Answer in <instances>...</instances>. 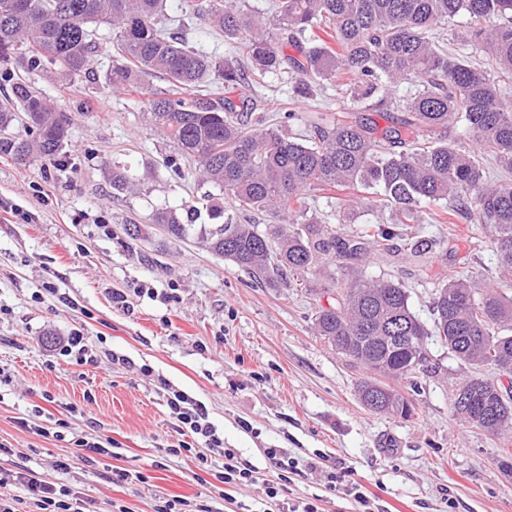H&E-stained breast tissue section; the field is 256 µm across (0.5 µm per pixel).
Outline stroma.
Masks as SVG:
<instances>
[{
    "instance_id": "35a3bbf8",
    "label": "stroma",
    "mask_w": 512,
    "mask_h": 512,
    "mask_svg": "<svg viewBox=\"0 0 512 512\" xmlns=\"http://www.w3.org/2000/svg\"><path fill=\"white\" fill-rule=\"evenodd\" d=\"M166 5L170 19L182 20L189 45L233 55L221 34L183 20L181 0ZM95 29L96 82L31 78L71 117L67 166L0 155V443L11 448L12 461L55 487L81 492L94 512H154L162 500L264 512L277 474L270 448L302 463L288 497L314 503L318 512H354L351 497L326 489L327 473L342 466L376 494L377 512H512V473L500 467L512 440L453 416L469 370L445 347L428 344L430 373L412 395V418L368 411L355 393L363 369L312 330L318 307L334 303L335 292L257 284L202 243L152 226L156 208L197 202L210 187L167 168L172 149L146 120L141 97L113 90L105 77L109 25ZM250 94L271 115L287 103L301 115L353 109L332 85L296 101L291 82L267 77L252 83ZM116 162L138 180L135 192L113 190ZM132 222L147 226V235L129 237ZM420 231L440 239L434 253L379 254L364 270L402 282L425 325L433 323L439 272L512 297V279L500 277L484 225L460 220ZM116 292L128 293L129 307L113 303ZM77 331L95 357L83 366L53 351L57 339ZM144 365L151 375L141 373ZM164 381L201 402L225 446L255 470L254 482L235 489L233 501H225L216 478L223 456L199 442L178 452L184 437ZM59 418L70 423L60 437L53 432ZM81 437L111 441L113 455L82 460ZM203 454L214 472L205 482L198 478ZM314 457L320 463L312 470L306 463ZM116 469L146 480L113 484Z\"/></svg>"
}]
</instances>
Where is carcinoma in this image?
Segmentation results:
<instances>
[{"instance_id": "carcinoma-1", "label": "carcinoma", "mask_w": 512, "mask_h": 512, "mask_svg": "<svg viewBox=\"0 0 512 512\" xmlns=\"http://www.w3.org/2000/svg\"><path fill=\"white\" fill-rule=\"evenodd\" d=\"M166 0H0V63L27 74L91 79L97 52L90 25L112 29L114 53L106 79L117 90H146L150 123L174 148L166 166L178 178L198 165L201 179L219 196L198 207L161 208L152 223L169 237H195L210 251L259 283L307 288L310 276L336 259L347 271L336 304L319 307L316 334L372 377L357 385L361 403L384 393L381 412L404 419L413 404L392 386L414 388L425 371L428 339L448 347L474 368L492 366L512 375V298L465 278L439 273L427 327L412 312L407 288L384 277L367 278L359 261L372 252L409 258L430 253L438 240L416 225L447 224L457 212L489 228L498 273L512 277V182L492 183L483 161L512 172V0H276L274 17L248 12L240 0H183L189 19L221 30L236 46L217 58L188 46L162 26ZM462 45L485 54L481 63L448 51L442 26ZM268 75L294 80L293 97L336 84L358 111L406 117L383 128L362 115L340 120L316 112L304 131L291 108L276 118L256 111L249 82ZM215 94L193 93L206 78ZM159 78L166 86H146ZM413 87L395 99L393 88ZM25 117L24 134L9 130ZM462 127L472 148L450 138ZM70 118L27 80L0 103V153L17 160L36 154L61 165ZM112 189L134 190L128 168L112 165ZM349 189L377 198L376 225L341 235L314 213L311 192ZM277 220L265 229L244 224L243 214ZM207 217L209 223L197 220ZM487 398L496 421L453 415L493 436L512 432V393L471 374L459 385Z\"/></svg>"}]
</instances>
